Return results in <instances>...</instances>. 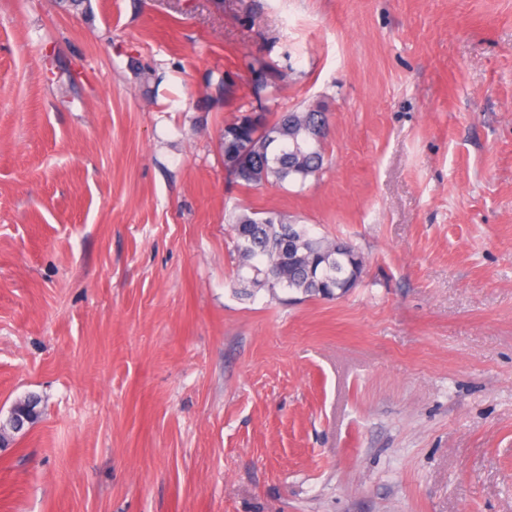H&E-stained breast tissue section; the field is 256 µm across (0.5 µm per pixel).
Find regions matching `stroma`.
Here are the masks:
<instances>
[{
	"label": "stroma",
	"mask_w": 512,
	"mask_h": 512,
	"mask_svg": "<svg viewBox=\"0 0 512 512\" xmlns=\"http://www.w3.org/2000/svg\"><path fill=\"white\" fill-rule=\"evenodd\" d=\"M322 173L245 188L256 62ZM351 241L241 297L225 215ZM0 512H512V0H0Z\"/></svg>",
	"instance_id": "35a3bbf8"
}]
</instances>
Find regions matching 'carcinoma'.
<instances>
[{
    "label": "carcinoma",
    "mask_w": 512,
    "mask_h": 512,
    "mask_svg": "<svg viewBox=\"0 0 512 512\" xmlns=\"http://www.w3.org/2000/svg\"><path fill=\"white\" fill-rule=\"evenodd\" d=\"M263 73L262 67L255 71L250 91V109L258 114L257 120L243 111L224 126V165L233 169V180L247 188L290 181L303 185L324 168V145L313 140L312 133L320 125L329 127L326 108L317 103L302 110L271 111L275 98ZM246 142L252 144L251 158L248 165L239 166L240 147ZM290 224L298 221L275 210L259 213L241 208L232 215L230 225L239 257L236 283L241 285L253 275L259 256L264 258L271 291L281 288L304 298H324L349 280L361 279L363 261L352 244L330 265L324 257L336 242L326 237L297 235L286 246L279 245V226Z\"/></svg>",
    "instance_id": "1"
}]
</instances>
